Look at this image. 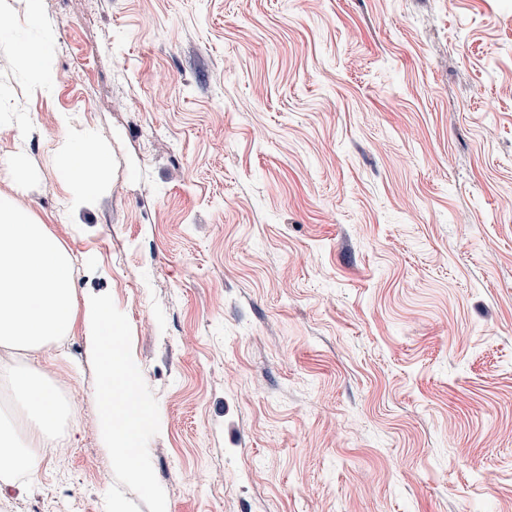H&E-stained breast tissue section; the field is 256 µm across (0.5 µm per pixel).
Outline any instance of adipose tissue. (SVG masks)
I'll list each match as a JSON object with an SVG mask.
<instances>
[{
    "instance_id": "obj_1",
    "label": "adipose tissue",
    "mask_w": 512,
    "mask_h": 512,
    "mask_svg": "<svg viewBox=\"0 0 512 512\" xmlns=\"http://www.w3.org/2000/svg\"><path fill=\"white\" fill-rule=\"evenodd\" d=\"M60 168L72 184L70 209L87 204L109 170L107 159L86 151L77 131L60 149ZM66 249L29 212L0 198V378L8 381L16 422L0 426V483L37 479L58 445V427L72 410L57 397L40 360L68 336L78 301L69 286Z\"/></svg>"
}]
</instances>
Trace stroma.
I'll return each mask as SVG.
<instances>
[{"mask_svg":"<svg viewBox=\"0 0 512 512\" xmlns=\"http://www.w3.org/2000/svg\"><path fill=\"white\" fill-rule=\"evenodd\" d=\"M0 28L29 117L0 195L127 316L170 512H512V0H16ZM63 114L110 160L76 211ZM45 368L77 423L0 512H98L85 316ZM15 56L19 68L34 84H45L47 79V63L41 45H26L22 47Z\"/></svg>","mask_w":512,"mask_h":512,"instance_id":"35a3bbf8","label":"stroma"}]
</instances>
